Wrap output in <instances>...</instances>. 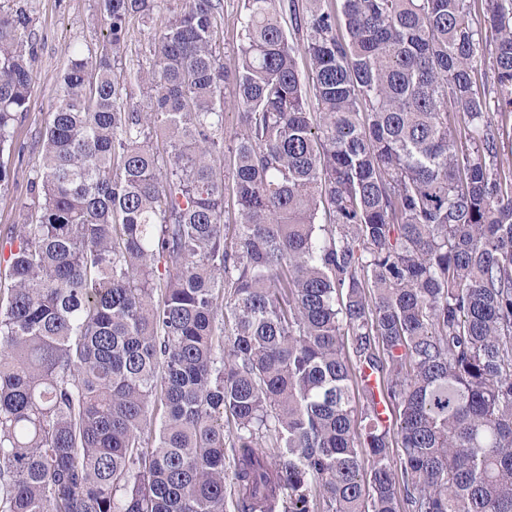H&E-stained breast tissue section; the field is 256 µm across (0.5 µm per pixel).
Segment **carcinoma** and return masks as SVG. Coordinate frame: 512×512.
<instances>
[{
  "label": "carcinoma",
  "instance_id": "cac0c4a2",
  "mask_svg": "<svg viewBox=\"0 0 512 512\" xmlns=\"http://www.w3.org/2000/svg\"><path fill=\"white\" fill-rule=\"evenodd\" d=\"M484 2L512 107V0ZM157 7L97 0L0 235V512H512V176L470 0H243L230 68L221 0H180L141 111L114 68ZM36 61L0 2V186Z\"/></svg>",
  "mask_w": 512,
  "mask_h": 512
}]
</instances>
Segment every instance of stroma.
<instances>
[{
  "mask_svg": "<svg viewBox=\"0 0 512 512\" xmlns=\"http://www.w3.org/2000/svg\"><path fill=\"white\" fill-rule=\"evenodd\" d=\"M29 13L37 44L36 64L29 111L18 127L10 159V180L0 187V226L22 220L27 201V183L40 159V136L51 119L58 77L67 64L71 47L94 49L103 38L95 0H14ZM170 0H161L153 20L132 21L129 25L128 49L117 63L116 73L124 79L128 104L140 108L148 101L146 86L134 81L132 74L147 67L149 50L156 31L170 14Z\"/></svg>",
  "mask_w": 512,
  "mask_h": 512,
  "instance_id": "obj_1",
  "label": "stroma"
}]
</instances>
